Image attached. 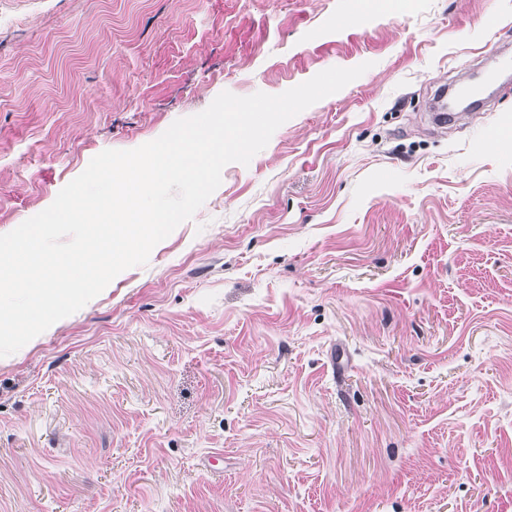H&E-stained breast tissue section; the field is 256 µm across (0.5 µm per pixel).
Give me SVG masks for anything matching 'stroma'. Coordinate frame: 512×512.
<instances>
[{
  "label": "stroma",
  "mask_w": 512,
  "mask_h": 512,
  "mask_svg": "<svg viewBox=\"0 0 512 512\" xmlns=\"http://www.w3.org/2000/svg\"><path fill=\"white\" fill-rule=\"evenodd\" d=\"M366 4L0 0V234L221 92L370 65L0 361V512H512V85L424 119L512 0Z\"/></svg>",
  "instance_id": "1"
}]
</instances>
